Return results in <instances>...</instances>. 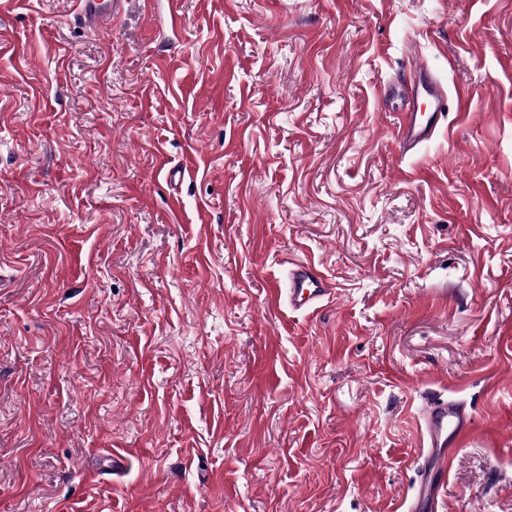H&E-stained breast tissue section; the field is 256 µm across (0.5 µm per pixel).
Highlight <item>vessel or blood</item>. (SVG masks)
Listing matches in <instances>:
<instances>
[{
  "mask_svg": "<svg viewBox=\"0 0 512 512\" xmlns=\"http://www.w3.org/2000/svg\"><path fill=\"white\" fill-rule=\"evenodd\" d=\"M125 0H78L76 19L85 27L96 29L117 17ZM402 84L408 100L403 106L397 128V142L408 151L431 139L446 119L447 96L438 81L423 65L411 63ZM429 100L430 111L418 108L420 100ZM286 276L275 279L267 290V302L274 308L313 313L334 295L335 289L319 264L285 259ZM423 449L418 466L415 493L406 501L405 512H423L437 508L448 478V455L472 433L473 416L466 403L452 397L432 395L421 412Z\"/></svg>",
  "mask_w": 512,
  "mask_h": 512,
  "instance_id": "vessel-or-blood-1",
  "label": "vessel or blood"
}]
</instances>
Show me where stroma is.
<instances>
[{
  "label": "stroma",
  "instance_id": "obj_1",
  "mask_svg": "<svg viewBox=\"0 0 512 512\" xmlns=\"http://www.w3.org/2000/svg\"><path fill=\"white\" fill-rule=\"evenodd\" d=\"M75 8L0 0V512H403L431 393L512 512V0ZM413 59L470 106L404 154ZM125 0H78L79 13L75 21L88 28L97 29L117 17ZM285 280L276 278L267 288L268 305L276 309L285 306L288 311L314 313L335 293L330 279L319 264L294 261L286 256Z\"/></svg>",
  "mask_w": 512,
  "mask_h": 512
}]
</instances>
